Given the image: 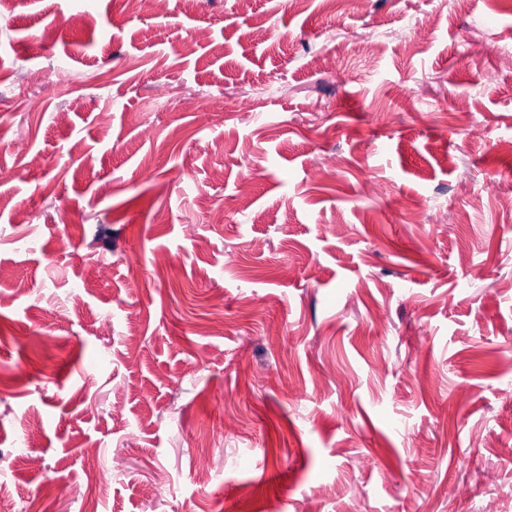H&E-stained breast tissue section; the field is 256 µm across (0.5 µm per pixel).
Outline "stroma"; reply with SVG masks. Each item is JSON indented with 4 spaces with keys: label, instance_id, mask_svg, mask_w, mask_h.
Returning a JSON list of instances; mask_svg holds the SVG:
<instances>
[{
    "label": "stroma",
    "instance_id": "stroma-1",
    "mask_svg": "<svg viewBox=\"0 0 512 512\" xmlns=\"http://www.w3.org/2000/svg\"><path fill=\"white\" fill-rule=\"evenodd\" d=\"M0 482L512 512V0L0 10Z\"/></svg>",
    "mask_w": 512,
    "mask_h": 512
}]
</instances>
